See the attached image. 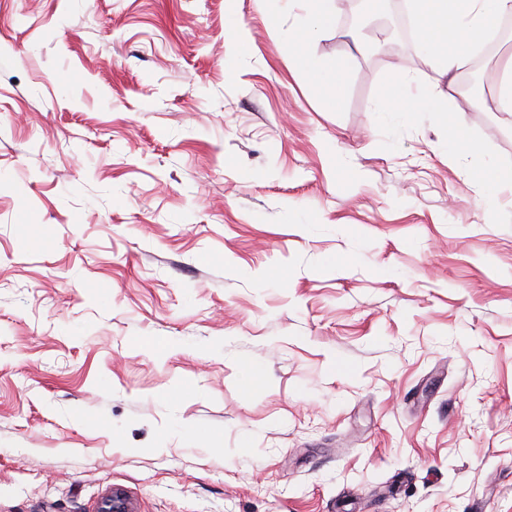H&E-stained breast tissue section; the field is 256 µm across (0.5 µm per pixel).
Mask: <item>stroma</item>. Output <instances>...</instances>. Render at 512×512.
I'll return each instance as SVG.
<instances>
[{"label":"stroma","instance_id":"35a3bbf8","mask_svg":"<svg viewBox=\"0 0 512 512\" xmlns=\"http://www.w3.org/2000/svg\"><path fill=\"white\" fill-rule=\"evenodd\" d=\"M352 2L0 0V512H512V34L392 123ZM319 4L306 10L294 39L288 45V57L294 64L313 74L318 82L330 86L337 92L344 84V76L339 72H328L321 68L309 55L308 45L321 33L335 25L336 13L324 7L326 0H310Z\"/></svg>","mask_w":512,"mask_h":512}]
</instances>
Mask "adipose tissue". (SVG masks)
Returning <instances> with one entry per match:
<instances>
[{
    "label": "adipose tissue",
    "mask_w": 512,
    "mask_h": 512,
    "mask_svg": "<svg viewBox=\"0 0 512 512\" xmlns=\"http://www.w3.org/2000/svg\"><path fill=\"white\" fill-rule=\"evenodd\" d=\"M306 10L288 56L294 64L313 74L318 82L341 90L344 76L321 68L309 55L308 46L335 24V12L326 9L325 0H315ZM421 35L422 47L433 69L444 78L467 61L477 36L487 35L496 18L512 11V0H408Z\"/></svg>",
    "instance_id": "ef3b65f1"
}]
</instances>
